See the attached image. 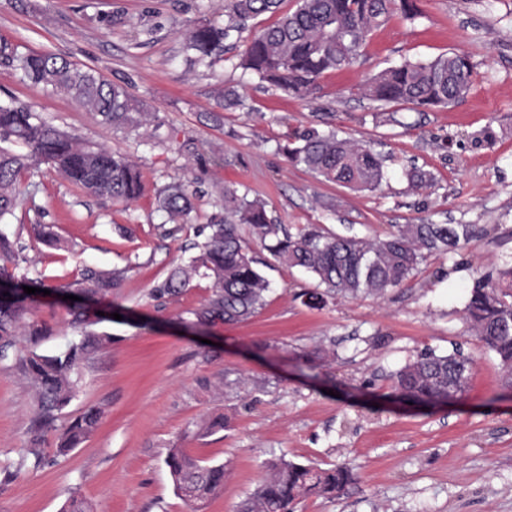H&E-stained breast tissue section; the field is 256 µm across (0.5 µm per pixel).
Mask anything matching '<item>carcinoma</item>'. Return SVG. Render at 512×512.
<instances>
[{"mask_svg":"<svg viewBox=\"0 0 512 512\" xmlns=\"http://www.w3.org/2000/svg\"><path fill=\"white\" fill-rule=\"evenodd\" d=\"M280 0H225L227 21L219 27L199 24L189 31L186 49L193 63H211L224 54V42L241 33L245 23L273 12ZM409 20L419 16L416 0H299L297 9L273 26L253 35L241 54L240 66L285 92L309 95L326 73L348 66L368 34L393 13ZM21 79L71 94L101 122L115 130L135 132L151 120L145 104L126 87L92 69H83L52 53L9 57ZM473 66L464 54L453 53L427 62L406 61L387 68L362 84L358 91L374 101L411 104L422 108L449 105L471 88ZM289 161L324 180L353 190H375L386 177L384 160L369 147L337 137L336 132L311 130L289 136ZM45 164L80 189L105 200L130 205L143 194L139 166L103 146L82 141L71 131L45 121L28 105L0 103V224L15 216L16 184L21 176ZM194 191L180 180L161 189L157 208L169 221L182 223L194 209ZM224 209L230 218L210 225L199 254L186 266L171 271L157 291L178 294L189 287L199 269L214 279V292L195 312L201 324L221 319L237 323L265 303L269 283L246 236L271 241L270 253L290 267L312 273L328 293L356 297L383 296L403 284L432 253L449 254L477 237L474 224H402L383 238L344 236L321 229L296 233L269 217L266 205L234 189L224 191ZM20 247L0 232V359L7 357L21 335L36 345L53 334L46 323L25 322L34 295L24 293L27 277L12 284L8 265H18ZM117 286V277L91 274L79 283L78 293L92 297ZM70 328L79 339L51 354L32 348L15 356L14 368L27 376L37 393L38 426L26 454L40 462L36 448L41 430L72 401L77 387L73 374L111 337L92 329L97 324L88 308L76 302L68 311ZM465 318L471 330L500 359L507 384H512V263H504L498 279H478L469 292ZM472 361L460 352L425 353L394 376L393 397L426 404H442L468 388ZM101 412L90 407L60 434L59 449L78 447L96 429ZM177 492L200 508L224 487V465H204L183 448L167 457ZM356 481L347 467L319 469L280 457L267 465V474L237 512H293L292 505L309 496L333 498Z\"/></svg>","mask_w":512,"mask_h":512,"instance_id":"1","label":"carcinoma"}]
</instances>
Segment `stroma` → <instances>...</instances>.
Returning <instances> with one entry per match:
<instances>
[{
    "label": "stroma",
    "mask_w": 512,
    "mask_h": 512,
    "mask_svg": "<svg viewBox=\"0 0 512 512\" xmlns=\"http://www.w3.org/2000/svg\"><path fill=\"white\" fill-rule=\"evenodd\" d=\"M297 4L282 0L278 14ZM418 6L419 18L394 15L349 66L299 99L239 65L246 39L278 14L248 21L207 67L187 61L185 36L200 22L223 24L224 0H0V47L54 53L125 84L162 124L136 133L103 126L74 96L22 82L0 56V102L33 106L135 161L145 179L143 196L125 208L43 166L22 177L16 216L0 226L22 247L19 273L55 289L35 296L32 319L54 330L39 352L74 340L66 297L86 271L121 275L90 303L111 340L82 365L74 398L44 435L41 463L23 455L35 390L12 361H0V512H60L74 492L93 512H190L166 465L173 448L226 469L202 512H235L264 461L280 455L358 475L339 498L309 497L294 512H512V387L464 313L475 281L512 256V0ZM451 52L469 56L474 86L448 106L423 110L357 92L388 67ZM228 90L239 104L217 110ZM311 128L380 154L381 187L353 191L292 165L283 152L289 133ZM484 131L491 142L474 144ZM413 166L432 174L431 187L411 189ZM177 177L196 195L173 234L156 193ZM228 188L294 228L382 237L397 224H474L484 233L453 256L428 255L384 297L336 295L318 307L304 298L317 280L255 240L265 306L242 322L202 325L194 312L212 295V278L196 275L177 295L153 290L224 220ZM38 224L54 225L64 248L40 242ZM456 350L474 361L462 400L424 409L390 399L410 360ZM91 406L103 412L98 428L59 453L58 429ZM219 418L223 429L201 434Z\"/></svg>",
    "instance_id": "stroma-1"
}]
</instances>
